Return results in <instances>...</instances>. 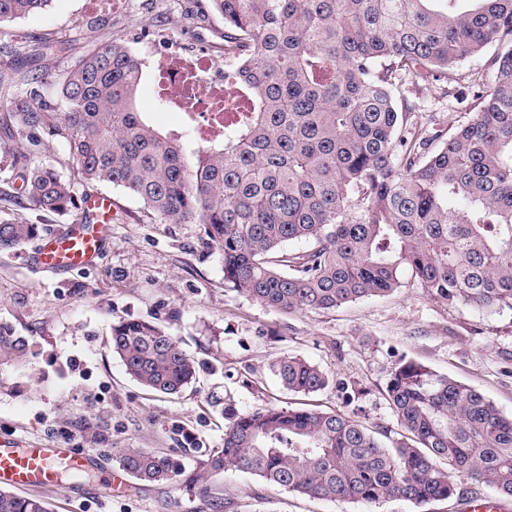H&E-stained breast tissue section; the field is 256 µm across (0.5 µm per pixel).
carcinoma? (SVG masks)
<instances>
[{"label":"carcinoma","mask_w":512,"mask_h":512,"mask_svg":"<svg viewBox=\"0 0 512 512\" xmlns=\"http://www.w3.org/2000/svg\"><path fill=\"white\" fill-rule=\"evenodd\" d=\"M52 0H0V24ZM224 17V136L187 149L155 128L134 94L143 63L121 37L59 74L60 105L34 84L0 101V149L33 209H80L79 184L120 188L158 219L201 224L222 256L224 285L276 311L333 310L392 292L408 272L448 306L512 309V0H210ZM492 81L470 82L472 120L430 127L393 87L457 81L459 64L487 47ZM63 140L75 165L63 178L46 159ZM44 224L0 222V253H16ZM304 242L307 249L285 247ZM111 350L142 386L174 395L196 361L161 323L112 325ZM31 352L0 322V390ZM272 370L309 396L329 377L288 356ZM385 398L396 429L344 413L224 407V447L188 479L209 512L230 502L208 478L241 472L301 496L417 506L462 497L459 481L512 499V416L480 391L414 361L395 366ZM119 467L144 483L180 475L178 463L137 448ZM0 512H47L0 489Z\"/></svg>","instance_id":"carcinoma-1"}]
</instances>
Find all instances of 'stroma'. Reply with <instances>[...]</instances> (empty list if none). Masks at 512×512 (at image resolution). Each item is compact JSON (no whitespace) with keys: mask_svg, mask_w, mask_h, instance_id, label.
<instances>
[{"mask_svg":"<svg viewBox=\"0 0 512 512\" xmlns=\"http://www.w3.org/2000/svg\"><path fill=\"white\" fill-rule=\"evenodd\" d=\"M0 27L12 37L0 42V71L43 76V97L54 105V77L114 36L141 59L150 52L141 34L158 30L196 36L214 61L224 58L216 39L223 18L186 25L179 0H121L109 12L92 10L89 0H52L42 13ZM47 40L65 41V52L30 61L12 53L13 43ZM393 94L448 132L472 116L454 83L405 80ZM78 193L112 199L110 236L90 266L47 270L34 262L30 247L18 256L0 254V321L34 342L26 363L10 376L13 390L0 392V441L72 448L92 459L86 472L67 470L54 486L28 489L49 512H208L181 478L144 484L126 476L115 489H105L109 473L118 469L116 451L166 454L193 472L199 449L223 447L228 403L250 411L304 402L371 427H391L395 420L382 391L391 369L404 360L459 379L512 415V309L451 307L406 275L392 294L333 312L274 311L225 288L219 251L201 225L160 222L109 185L83 184ZM155 316L197 362L196 380L174 396L145 390L110 349L114 323ZM288 355L320 366L329 386L304 400L285 390L271 366ZM220 482L232 501L228 512H464L454 498L423 507L398 500L332 502L244 473H225Z\"/></svg>","mask_w":512,"mask_h":512,"instance_id":"obj_1","label":"stroma"}]
</instances>
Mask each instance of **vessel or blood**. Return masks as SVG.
<instances>
[{"label":"vessel or blood","mask_w":512,"mask_h":512,"mask_svg":"<svg viewBox=\"0 0 512 512\" xmlns=\"http://www.w3.org/2000/svg\"><path fill=\"white\" fill-rule=\"evenodd\" d=\"M82 209L88 216L87 223L73 226L64 237L45 240L36 255L40 266L67 270L90 265L98 257L112 222V199L93 195L83 199ZM89 462L88 456H70L62 448L5 444L0 446V486H49L55 482L61 464L81 471Z\"/></svg>","instance_id":"1"}]
</instances>
